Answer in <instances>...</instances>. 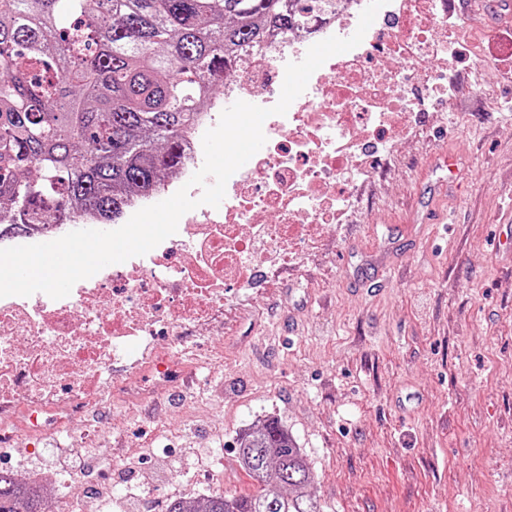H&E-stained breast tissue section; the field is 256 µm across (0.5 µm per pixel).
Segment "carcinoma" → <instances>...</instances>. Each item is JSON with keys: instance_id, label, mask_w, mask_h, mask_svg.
<instances>
[{"instance_id": "1", "label": "carcinoma", "mask_w": 512, "mask_h": 512, "mask_svg": "<svg viewBox=\"0 0 512 512\" xmlns=\"http://www.w3.org/2000/svg\"><path fill=\"white\" fill-rule=\"evenodd\" d=\"M315 0H0V238L51 224L59 201L113 221L128 193L182 163L183 135L234 47L288 32ZM252 496L212 493L165 512H321L314 474L275 420L238 438ZM0 471V512H45Z\"/></svg>"}]
</instances>
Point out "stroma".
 <instances>
[{
    "instance_id": "1",
    "label": "stroma",
    "mask_w": 512,
    "mask_h": 512,
    "mask_svg": "<svg viewBox=\"0 0 512 512\" xmlns=\"http://www.w3.org/2000/svg\"><path fill=\"white\" fill-rule=\"evenodd\" d=\"M472 15L458 0V36L483 59L436 61L451 98L437 97L354 205L257 288H239L214 324L160 337L186 383L111 401L64 432L0 447V471L63 468L90 449L99 485L169 499L252 493L237 436L267 419L294 437L315 475L322 512H512V0ZM446 224L416 220L427 185ZM394 279L380 284L382 267Z\"/></svg>"
}]
</instances>
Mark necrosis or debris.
I'll use <instances>...</instances> for the list:
<instances>
[{"instance_id":"necrosis-or-debris-1","label":"necrosis or debris","mask_w":512,"mask_h":512,"mask_svg":"<svg viewBox=\"0 0 512 512\" xmlns=\"http://www.w3.org/2000/svg\"><path fill=\"white\" fill-rule=\"evenodd\" d=\"M367 4L340 0L335 12L304 19L260 50H239L224 73L225 100L268 106L287 63L328 37L352 36ZM456 27L443 0H389L362 42L333 68L317 69L287 113L266 123L263 151L229 178L223 206L187 212L152 253L100 270L65 298H0V409H10L0 413V446L28 428L65 430L74 416L97 408V385L131 338H150L151 345L124 382L126 395L169 385L180 366L154 336L208 327L228 289L256 287L268 267L296 259L299 244H321L328 225L348 210L351 186L373 176L431 93L448 89L447 73L429 63L453 52ZM215 125L209 111L188 128L184 163L158 192L199 170L202 137ZM187 245L189 259L173 263ZM64 370L66 395L47 402Z\"/></svg>"}]
</instances>
